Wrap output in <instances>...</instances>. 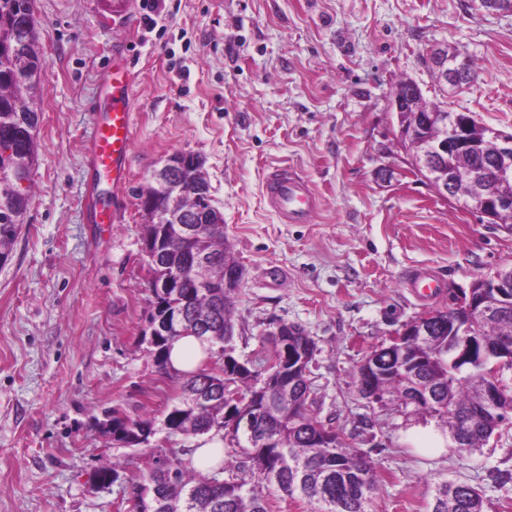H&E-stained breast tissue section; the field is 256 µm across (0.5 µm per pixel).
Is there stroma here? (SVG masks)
I'll list each match as a JSON object with an SVG mask.
<instances>
[{"mask_svg": "<svg viewBox=\"0 0 512 512\" xmlns=\"http://www.w3.org/2000/svg\"><path fill=\"white\" fill-rule=\"evenodd\" d=\"M34 0L46 59L32 202L0 267V512H128L151 448L95 423L112 410L162 418L180 395L141 342L151 310L138 192L176 152L204 161L224 236L244 271L233 345L261 364L269 332L297 324L316 344L314 414L366 455L372 512H430L434 483L476 487L484 512H512V422L464 457L420 448L434 417L360 394L356 370L422 313L450 307L480 276L512 266V230L448 204L397 142L394 86L512 133V13L479 0ZM134 61L130 180L107 231L85 220L89 100L111 46ZM454 48L479 77L453 92L428 52ZM286 166L318 198L311 223L284 224L262 194ZM446 282L434 298L408 281ZM116 467L115 482L93 474Z\"/></svg>", "mask_w": 512, "mask_h": 512, "instance_id": "obj_1", "label": "stroma"}]
</instances>
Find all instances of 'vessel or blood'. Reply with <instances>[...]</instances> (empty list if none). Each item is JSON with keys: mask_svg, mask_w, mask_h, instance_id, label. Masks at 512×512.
Wrapping results in <instances>:
<instances>
[{"mask_svg": "<svg viewBox=\"0 0 512 512\" xmlns=\"http://www.w3.org/2000/svg\"><path fill=\"white\" fill-rule=\"evenodd\" d=\"M134 82L126 49L112 47L107 56L106 77L88 105L91 137L85 164L93 181L86 190L87 214L94 224H112L117 213L108 192H121L128 180L134 113ZM263 197L269 209L284 223H309L316 210L310 185L283 168L266 179Z\"/></svg>", "mask_w": 512, "mask_h": 512, "instance_id": "b4317fda", "label": "vessel or blood"}]
</instances>
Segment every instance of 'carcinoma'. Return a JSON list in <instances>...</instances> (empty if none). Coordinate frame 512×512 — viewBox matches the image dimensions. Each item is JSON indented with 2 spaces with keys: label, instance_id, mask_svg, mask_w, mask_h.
<instances>
[{
  "label": "carcinoma",
  "instance_id": "1",
  "mask_svg": "<svg viewBox=\"0 0 512 512\" xmlns=\"http://www.w3.org/2000/svg\"><path fill=\"white\" fill-rule=\"evenodd\" d=\"M33 0H0V254H11L31 199V175L38 162L37 130L40 114L35 97L46 65L31 23ZM197 169L176 177L174 185L150 188L155 203L166 202L182 187L179 223L152 224L157 258L146 260L151 312L142 341L162 377L180 384L179 400L168 408L161 428L146 418L132 419L112 410L97 426L112 441L127 447L137 439L165 433L175 444L211 433L242 449L250 478L234 473L222 477L224 462L206 473L193 460V450L180 448L157 456L158 467L132 484V512H268L262 488L272 487L293 498L299 496L311 512H371L376 475L364 454L345 441L324 437L326 424L311 409L312 386L305 369L287 380L270 382L267 375L288 362L283 341L271 337L265 365L256 369L234 355L233 288L224 287V262L235 261L224 237V225L209 219L210 194L195 196ZM179 284L160 290L157 285L172 272ZM448 311L437 310L434 339L415 345L423 360L417 378L399 369V354L387 345L376 349L382 395L408 408L409 393L420 385L437 406L429 414L460 445L456 452L481 450L499 428L512 406V388L501 386L498 402L476 408L485 381L484 362L474 357L467 365L453 362L448 346ZM193 335L209 346L215 366L181 373L168 366L170 343ZM474 335L482 344L512 336V307L476 323ZM251 416V429L229 431L228 407ZM431 512H484L479 491L463 482L438 485Z\"/></svg>",
  "mask_w": 512,
  "mask_h": 512
}]
</instances>
